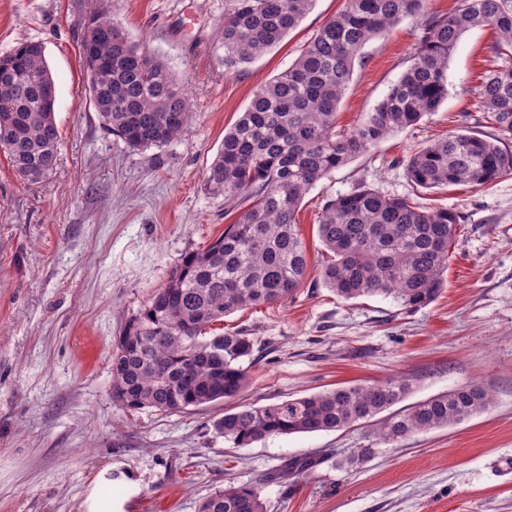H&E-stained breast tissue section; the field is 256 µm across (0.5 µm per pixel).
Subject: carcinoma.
Segmentation results:
<instances>
[{
    "instance_id": "carcinoma-1",
    "label": "carcinoma",
    "mask_w": 512,
    "mask_h": 512,
    "mask_svg": "<svg viewBox=\"0 0 512 512\" xmlns=\"http://www.w3.org/2000/svg\"><path fill=\"white\" fill-rule=\"evenodd\" d=\"M315 0H224V64L235 69L275 48ZM424 0H344L287 69L257 88L206 170L205 186L239 212L213 243L187 254L166 284L130 319L112 352V399L129 411L183 412L222 403L248 384L254 342L213 328L224 316L288 298L305 279L308 253L296 213L310 187L389 134L416 125L448 94V60L468 30L495 26L501 64L479 85L480 111L497 134L467 131L414 149L405 174L416 187H482L512 172V0H460L426 19L414 55L375 110L354 130L336 132V110L370 40L418 14ZM102 127L132 149L176 139L193 117L190 99L166 64L130 40L107 14L91 17ZM56 89L44 49L22 42L0 56V149L30 183L55 174L60 133L45 96ZM456 211L426 209L368 186L328 201L317 237L331 253L322 279L350 301L391 296L405 309L441 294L457 226ZM401 377L338 386L264 406L239 405L213 422L244 448L270 436L337 431L402 400ZM481 386L465 384L396 413L378 433L397 443L416 431L447 428L488 408ZM199 512H266L259 488L228 485Z\"/></svg>"
}]
</instances>
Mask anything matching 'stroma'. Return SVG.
I'll list each match as a JSON object with an SVG mask.
<instances>
[{"instance_id": "35a3bbf8", "label": "stroma", "mask_w": 512, "mask_h": 512, "mask_svg": "<svg viewBox=\"0 0 512 512\" xmlns=\"http://www.w3.org/2000/svg\"><path fill=\"white\" fill-rule=\"evenodd\" d=\"M316 0L275 48L224 65V0H0V55L39 42L56 85L59 166L20 179L0 152V512H198L224 486L259 487L267 512H512V174L482 186L415 189L411 151L467 129L493 134L477 87L494 56V26L466 32L448 63L437 112L388 135L313 186L296 214L308 257L282 302L225 316L259 349L240 402L259 406L339 385L409 379L412 404L464 384L490 408L443 429L380 442L382 416L346 429L268 437L237 448L216 435L220 404L164 413L113 401L111 356L125 324L185 254L232 224L206 169L254 90L285 70L342 8ZM458 0H425L363 49L336 118L359 125L397 81L423 19ZM108 14L162 60L191 99L193 118L161 147L134 150L102 128L80 43ZM460 212L446 286L428 306L393 298L344 301L326 288L317 238L326 202L358 185ZM364 461L345 467L358 449ZM308 461L300 475L287 465Z\"/></svg>"}]
</instances>
